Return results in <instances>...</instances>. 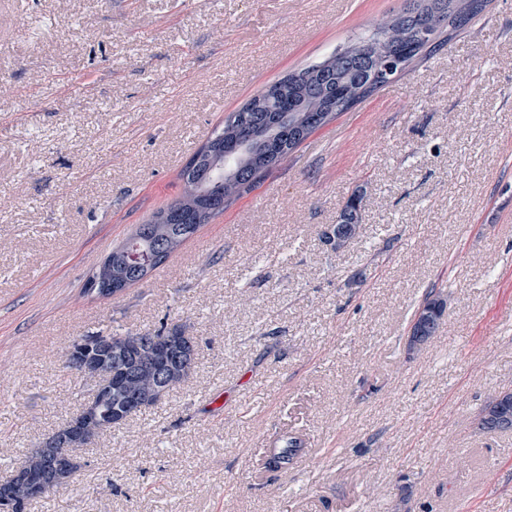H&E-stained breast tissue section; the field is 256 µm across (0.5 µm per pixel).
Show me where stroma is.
Instances as JSON below:
<instances>
[{"instance_id": "1", "label": "stroma", "mask_w": 512, "mask_h": 512, "mask_svg": "<svg viewBox=\"0 0 512 512\" xmlns=\"http://www.w3.org/2000/svg\"><path fill=\"white\" fill-rule=\"evenodd\" d=\"M406 0H0V481L93 396L79 336L178 324L191 376L26 512H512V0L312 133L142 282H86L266 85ZM362 190L359 235L323 233ZM447 299L407 349L429 289ZM303 441L302 469L263 449ZM497 470L507 493L489 495ZM433 473L423 488L425 473ZM446 304V299L442 293L437 292L433 288L425 294V297L418 307L412 321V325L415 324V327L421 324L425 329L417 339H412L408 336L407 347L410 352L420 351L424 346L434 340L435 335L443 322L444 317H442V314L446 309ZM435 310L439 311L438 319H440V321L437 324H435ZM430 323L434 324L430 327ZM473 423L479 432L512 431V391H501L489 397Z\"/></svg>"}]
</instances>
